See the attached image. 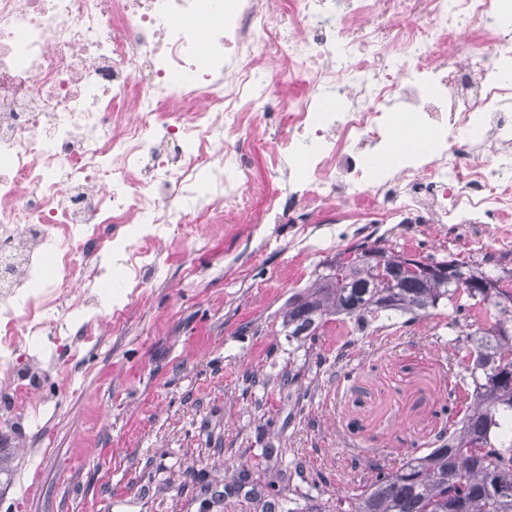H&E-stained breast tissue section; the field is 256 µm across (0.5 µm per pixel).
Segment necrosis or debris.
<instances>
[{"mask_svg":"<svg viewBox=\"0 0 512 512\" xmlns=\"http://www.w3.org/2000/svg\"><path fill=\"white\" fill-rule=\"evenodd\" d=\"M503 0H0V398L33 424L65 342L159 246L265 198V224L498 223L512 255ZM340 90L341 107L323 109ZM425 135L384 168L390 112ZM275 141V188L256 141ZM273 151V144L269 140H261L255 145L251 153L249 163L253 177L268 181L271 184L274 182L271 171L268 165V159Z\"/></svg>","mask_w":512,"mask_h":512,"instance_id":"1","label":"necrosis or debris"}]
</instances>
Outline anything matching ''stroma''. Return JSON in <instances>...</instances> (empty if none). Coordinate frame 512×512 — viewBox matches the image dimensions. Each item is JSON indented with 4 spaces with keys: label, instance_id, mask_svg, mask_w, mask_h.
<instances>
[{
    "label": "stroma",
    "instance_id": "35a3bbf8",
    "mask_svg": "<svg viewBox=\"0 0 512 512\" xmlns=\"http://www.w3.org/2000/svg\"><path fill=\"white\" fill-rule=\"evenodd\" d=\"M493 224H223L166 247L120 329L60 352L39 426L0 429V512H347L377 464L422 454L466 408L451 307L368 336L331 321L298 345L292 295L364 237L463 261ZM299 376L301 395L282 380ZM457 392L452 412L442 406ZM247 479H239L240 469Z\"/></svg>",
    "mask_w": 512,
    "mask_h": 512
}]
</instances>
